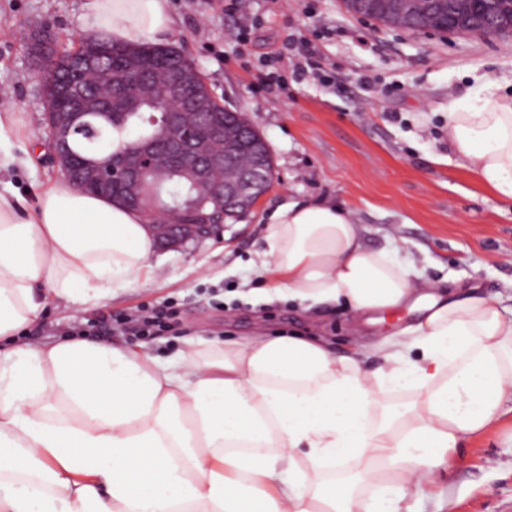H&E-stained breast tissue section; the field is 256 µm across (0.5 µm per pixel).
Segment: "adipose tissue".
<instances>
[{
  "mask_svg": "<svg viewBox=\"0 0 512 512\" xmlns=\"http://www.w3.org/2000/svg\"><path fill=\"white\" fill-rule=\"evenodd\" d=\"M88 28L159 43L170 0H88ZM448 146L512 199V94L448 102ZM261 264L302 311L418 314L372 370L313 334L212 342L167 360L92 338L21 339L52 299L99 304L151 269L143 214L66 182L24 208L0 187V512H410L512 401V316L414 279L352 212L293 199Z\"/></svg>",
  "mask_w": 512,
  "mask_h": 512,
  "instance_id": "obj_1",
  "label": "adipose tissue"
}]
</instances>
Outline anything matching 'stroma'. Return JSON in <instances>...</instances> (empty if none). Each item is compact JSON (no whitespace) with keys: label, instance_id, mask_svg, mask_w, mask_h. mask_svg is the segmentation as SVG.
<instances>
[{"label":"stroma","instance_id":"35a3bbf8","mask_svg":"<svg viewBox=\"0 0 512 512\" xmlns=\"http://www.w3.org/2000/svg\"><path fill=\"white\" fill-rule=\"evenodd\" d=\"M86 0H0V104L26 119L38 150L32 166L0 172L26 206L61 174L46 154L44 100L27 51L30 28L59 46L85 35ZM167 44L189 58L216 98L245 113L264 137L278 180L221 238L157 251L159 276H144L99 305L49 302L27 333L57 339L87 322L96 337L112 317L174 305L178 326L159 336L124 337L167 358L199 340L258 333H312L337 353L378 363L379 333H365L340 305L301 312L267 299L271 276L257 266L263 220L289 198L325 200L351 209L364 245L412 261L417 276L477 286L512 306V200L479 185L449 160L448 100L481 93L487 81L512 92V37L405 33L364 22L341 0H249L247 14L229 0H171ZM295 39L314 52L324 73L302 80L285 72L263 90L266 61ZM412 512H512V413L458 449L436 486L411 499Z\"/></svg>","mask_w":512,"mask_h":512}]
</instances>
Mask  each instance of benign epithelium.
Instances as JSON below:
<instances>
[{"label":"benign epithelium","instance_id":"benign-epithelium-1","mask_svg":"<svg viewBox=\"0 0 512 512\" xmlns=\"http://www.w3.org/2000/svg\"><path fill=\"white\" fill-rule=\"evenodd\" d=\"M347 12L375 21L379 26L402 31H433L442 35L479 34L486 38L512 34V0H342ZM57 44L48 37L41 49L31 47L39 82L56 78ZM78 63L59 79L64 91L59 125L68 126L82 112L111 108L115 96L131 111L143 103L161 110V122L152 141L131 154L104 144L99 158L80 166L82 185L104 191L145 213L152 223L160 249H180L189 242L214 237L222 224L208 223L209 215L196 205L197 221L182 224L160 213L159 195L144 194L146 180L156 175L179 178L194 192L206 190L208 199L220 201L226 212H250L276 183L275 169L267 153L256 150L243 163L237 146L227 135L228 120L213 121L211 98L187 92L189 78L201 79L194 70L187 75L169 64H149L139 55L112 60L108 49L78 47ZM55 163L63 179L71 181L64 140L51 139Z\"/></svg>","mask_w":512,"mask_h":512}]
</instances>
